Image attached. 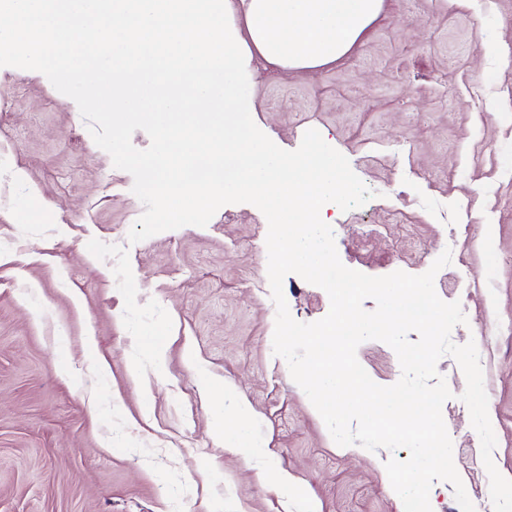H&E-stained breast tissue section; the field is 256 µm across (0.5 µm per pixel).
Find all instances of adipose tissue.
<instances>
[{
  "label": "adipose tissue",
  "instance_id": "adipose-tissue-1",
  "mask_svg": "<svg viewBox=\"0 0 512 512\" xmlns=\"http://www.w3.org/2000/svg\"><path fill=\"white\" fill-rule=\"evenodd\" d=\"M383 0H0V42L39 64L58 63L88 111L159 129L162 149L145 164L156 197L190 220L214 191L272 201V221H313L343 193L342 161L320 150L282 157L246 131L245 75L254 61L314 71L345 56L377 19ZM110 54V69L97 58ZM187 139H177L179 131ZM227 447L260 455L252 416L216 415Z\"/></svg>",
  "mask_w": 512,
  "mask_h": 512
}]
</instances>
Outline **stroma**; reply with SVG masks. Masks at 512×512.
<instances>
[{"mask_svg": "<svg viewBox=\"0 0 512 512\" xmlns=\"http://www.w3.org/2000/svg\"><path fill=\"white\" fill-rule=\"evenodd\" d=\"M249 91L245 119L279 153L342 159L347 192L325 206L345 266L419 275L456 240L434 286L467 318L451 339L476 343L512 479V0H383L344 57L313 73L256 63ZM132 186L71 98L0 67V512H404L385 463L408 451L337 447L273 353L262 212L228 204L132 244ZM283 294L303 323L330 309L295 274ZM356 355L377 384L399 380L387 344ZM437 372L455 467L475 512H493L465 376L449 355ZM242 403L262 458L213 425ZM270 465L293 491L261 477Z\"/></svg>", "mask_w": 512, "mask_h": 512, "instance_id": "1", "label": "stroma"}]
</instances>
